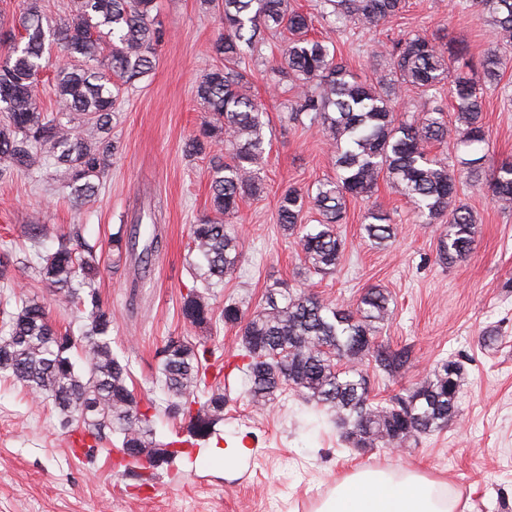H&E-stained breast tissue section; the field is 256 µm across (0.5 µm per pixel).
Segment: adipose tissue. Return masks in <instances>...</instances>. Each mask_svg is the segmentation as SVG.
I'll return each instance as SVG.
<instances>
[{
  "label": "adipose tissue",
  "instance_id": "obj_1",
  "mask_svg": "<svg viewBox=\"0 0 512 512\" xmlns=\"http://www.w3.org/2000/svg\"><path fill=\"white\" fill-rule=\"evenodd\" d=\"M439 483L409 471L393 475L366 467L337 480L315 512H454Z\"/></svg>",
  "mask_w": 512,
  "mask_h": 512
}]
</instances>
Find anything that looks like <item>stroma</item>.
Segmentation results:
<instances>
[{"mask_svg": "<svg viewBox=\"0 0 512 512\" xmlns=\"http://www.w3.org/2000/svg\"><path fill=\"white\" fill-rule=\"evenodd\" d=\"M313 19L314 35L330 33L358 80L386 69L373 51L401 31L426 36L442 47L462 49L460 64H477L484 50L503 59L502 85L488 89L483 118L488 145L485 170L512 158V44L502 40L472 0H405L386 26L348 25L329 31L316 0H296ZM166 31L156 63L135 85L121 86L112 119L116 145L112 168L95 200L75 204L68 193L24 173L0 179V253L17 258L10 275L14 290L38 296L58 328L73 312L19 262L31 248L28 225L40 213L54 235L79 228L101 254L98 291L112 309V337L127 347L132 385L139 398L165 405L156 381L158 351L168 337L185 336L224 366V420L203 444H189L184 423L167 415L154 422L156 440L185 442L184 455L158 468L119 467L117 437L87 451L81 432L62 429L49 401L36 399L16 381L0 378V512H313L337 479L360 466L394 474L419 472L443 483L455 512H512V211L491 201L485 188L459 182V197L473 211L478 233L469 256L452 267L435 260L441 225L419 223L407 200L380 183L371 200L348 199L336 227L344 251L335 274H302L300 248L276 222L282 190H305L334 177L336 170L322 133L289 121L294 91L275 83L270 68L281 61L286 38L266 34L258 51L246 55L251 71L246 92L270 119L271 146L261 173L262 196L243 201L225 221L237 225L242 259L225 280L215 309L236 301L253 314L267 290H308L349 306L372 286L386 288L394 313L379 340L390 350H410V368L388 376L364 364L370 397L387 402L431 372L441 360H459L465 370L458 414L442 432L421 436L412 447L353 448L319 421L314 409L285 392L264 409L248 402L242 373L234 371L240 351L238 327L213 322L186 324L182 297L197 280L188 251L191 224L210 215V172L206 158L189 157L185 142L204 120L196 98L200 77L218 66L211 45L223 31L217 12L200 0H156ZM377 205L396 228L384 247L371 246L363 224ZM152 224L160 246L148 267L135 261L112 265L111 234L118 227ZM493 343H484L486 335ZM249 452L237 454L238 444ZM223 449V458L213 455Z\"/></svg>", "mask_w": 512, "mask_h": 512, "instance_id": "35a3bbf8", "label": "stroma"}]
</instances>
